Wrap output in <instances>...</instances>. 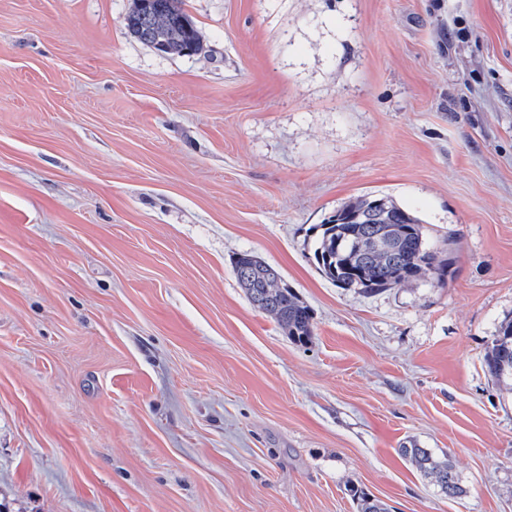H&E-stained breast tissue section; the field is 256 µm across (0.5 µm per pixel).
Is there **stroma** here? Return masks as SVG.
<instances>
[{"label":"stroma","mask_w":512,"mask_h":512,"mask_svg":"<svg viewBox=\"0 0 512 512\" xmlns=\"http://www.w3.org/2000/svg\"><path fill=\"white\" fill-rule=\"evenodd\" d=\"M0 0L6 512H512V0ZM391 197L443 283L336 288L315 228ZM315 316L291 343L231 267ZM448 456V498L398 453ZM182 0H135L126 16L131 34L159 52L192 55L201 48L198 31L181 8ZM231 265L249 303L269 317L288 339L305 344L313 335V312L280 274L249 252L237 253ZM487 371L500 381L512 385V319L503 321L492 346L484 357Z\"/></svg>","instance_id":"35a3bbf8"}]
</instances>
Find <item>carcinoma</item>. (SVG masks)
<instances>
[{"mask_svg": "<svg viewBox=\"0 0 512 512\" xmlns=\"http://www.w3.org/2000/svg\"><path fill=\"white\" fill-rule=\"evenodd\" d=\"M182 0H134L126 16L131 34L159 52L192 55L201 48L198 31L181 8ZM313 252L321 274L338 288L376 295L406 282L444 281L451 258H439L423 237L420 220L385 196H361L318 225ZM388 241V252H367L369 241ZM234 275L249 303L295 343L313 335L314 316L280 274L265 261L241 252L232 258ZM487 371L512 382V319L503 321L484 357ZM400 455L437 491L463 493L452 464L429 448H401ZM357 512H387L385 504L361 488L351 489Z\"/></svg>", "mask_w": 512, "mask_h": 512, "instance_id": "carcinoma-1", "label": "carcinoma"}]
</instances>
